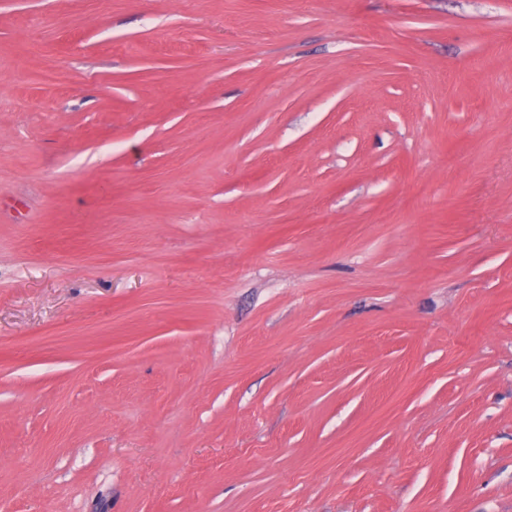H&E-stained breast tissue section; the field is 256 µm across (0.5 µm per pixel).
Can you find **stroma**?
Wrapping results in <instances>:
<instances>
[{
  "label": "stroma",
  "mask_w": 512,
  "mask_h": 512,
  "mask_svg": "<svg viewBox=\"0 0 512 512\" xmlns=\"http://www.w3.org/2000/svg\"><path fill=\"white\" fill-rule=\"evenodd\" d=\"M0 512H512V0H0Z\"/></svg>",
  "instance_id": "35a3bbf8"
}]
</instances>
